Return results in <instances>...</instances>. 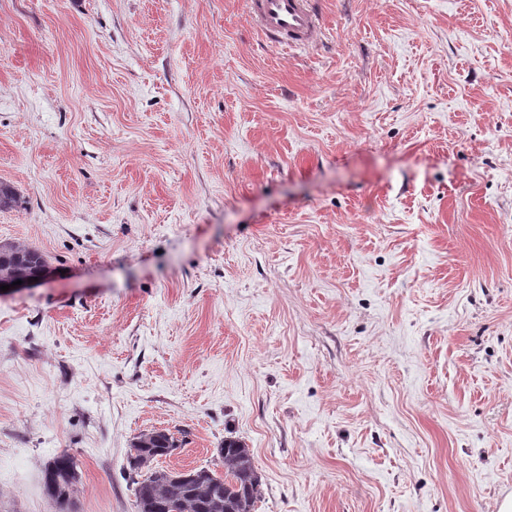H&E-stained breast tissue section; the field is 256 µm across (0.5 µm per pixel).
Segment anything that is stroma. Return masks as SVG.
I'll use <instances>...</instances> for the list:
<instances>
[{
	"label": "stroma",
	"mask_w": 512,
	"mask_h": 512,
	"mask_svg": "<svg viewBox=\"0 0 512 512\" xmlns=\"http://www.w3.org/2000/svg\"><path fill=\"white\" fill-rule=\"evenodd\" d=\"M0 0V512H138L154 466L253 455L256 512L512 498V0ZM250 12L272 43L302 44L317 29L318 15L311 0H251ZM46 270H48V263L38 250L20 245H0V279L33 278ZM78 464L67 450L57 453L44 467V489L46 496L59 512L72 511L71 507L80 483Z\"/></svg>",
	"instance_id": "obj_1"
}]
</instances>
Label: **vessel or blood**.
<instances>
[{
    "label": "vessel or blood",
    "instance_id": "obj_1",
    "mask_svg": "<svg viewBox=\"0 0 512 512\" xmlns=\"http://www.w3.org/2000/svg\"><path fill=\"white\" fill-rule=\"evenodd\" d=\"M251 15L260 31L274 43L310 41L318 15L311 0H251Z\"/></svg>",
    "mask_w": 512,
    "mask_h": 512
}]
</instances>
